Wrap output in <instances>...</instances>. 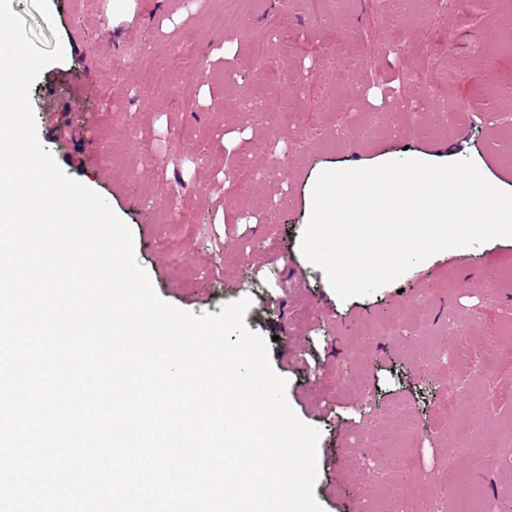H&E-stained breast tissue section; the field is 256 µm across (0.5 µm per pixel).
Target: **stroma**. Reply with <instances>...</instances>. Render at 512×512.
I'll return each instance as SVG.
<instances>
[{
	"label": "stroma",
	"instance_id": "stroma-1",
	"mask_svg": "<svg viewBox=\"0 0 512 512\" xmlns=\"http://www.w3.org/2000/svg\"><path fill=\"white\" fill-rule=\"evenodd\" d=\"M11 0L35 46H62L30 101L41 145L132 231L158 295L194 314L251 298L297 416L320 431L323 512H479L512 500V241L432 255L341 300L300 237L327 169L405 152L471 159L512 187V0ZM224 29H216L218 17ZM197 94L177 87L185 70ZM247 92L287 123L258 122ZM394 128L372 127L395 98ZM460 108L453 133L434 103ZM264 170L229 190L234 161ZM362 379L357 390L347 389Z\"/></svg>",
	"mask_w": 512,
	"mask_h": 512
}]
</instances>
